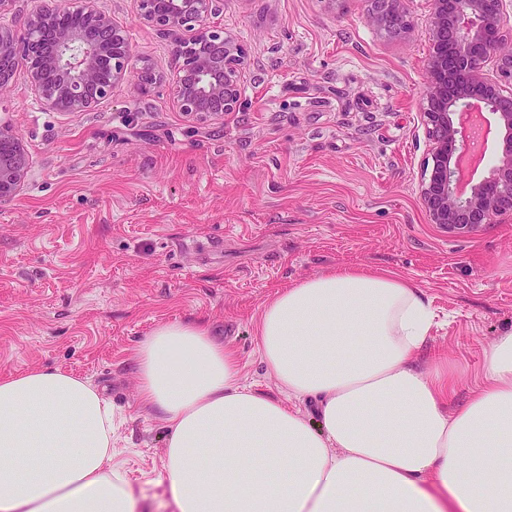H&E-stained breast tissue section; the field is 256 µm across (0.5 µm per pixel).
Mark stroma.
Segmentation results:
<instances>
[{
    "label": "stroma",
    "instance_id": "stroma-1",
    "mask_svg": "<svg viewBox=\"0 0 512 512\" xmlns=\"http://www.w3.org/2000/svg\"><path fill=\"white\" fill-rule=\"evenodd\" d=\"M96 5L132 46L108 98L45 108L22 68L0 91V124L30 160L0 200V375L58 368L103 387L141 512H173L135 345L163 322L207 324L246 383L279 397L253 334L261 305L363 267L398 272L429 301L422 357L453 361L450 405H465L484 350L512 329V223L452 237L421 205L429 0H409L392 37L368 0H219L215 25L245 51L241 107L204 123L171 106V36L139 20L137 0ZM146 64L161 76L148 96L135 82Z\"/></svg>",
    "mask_w": 512,
    "mask_h": 512
}]
</instances>
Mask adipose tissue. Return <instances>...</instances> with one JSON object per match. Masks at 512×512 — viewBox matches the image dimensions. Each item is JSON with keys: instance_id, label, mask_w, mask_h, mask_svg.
Returning <instances> with one entry per match:
<instances>
[{"instance_id": "1", "label": "adipose tissue", "mask_w": 512, "mask_h": 512, "mask_svg": "<svg viewBox=\"0 0 512 512\" xmlns=\"http://www.w3.org/2000/svg\"><path fill=\"white\" fill-rule=\"evenodd\" d=\"M434 312L389 270L336 268L267 299L261 360L314 418L241 381L200 323L137 343L138 400L166 429L176 512H512V331L452 411L456 372L419 365ZM113 413L60 369L0 376V512H135L112 452Z\"/></svg>"}]
</instances>
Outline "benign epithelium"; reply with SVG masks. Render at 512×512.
Masks as SVG:
<instances>
[{
	"label": "benign epithelium",
	"mask_w": 512,
	"mask_h": 512,
	"mask_svg": "<svg viewBox=\"0 0 512 512\" xmlns=\"http://www.w3.org/2000/svg\"><path fill=\"white\" fill-rule=\"evenodd\" d=\"M138 17L173 36L177 64L172 105L197 120L222 119L240 106L243 50L211 22L216 0H137ZM370 20L389 35L406 26L407 0H370ZM423 121L431 168L421 188L428 220L453 235L483 224L512 222V48L502 28L505 0H430ZM126 30L82 0L76 6L41 3L18 28H0V89L19 66L45 105L58 112H85L112 93L127 72ZM493 66L496 75L489 74ZM158 82L148 65L136 73L146 95ZM495 132L497 152L488 174L470 186L472 131ZM29 159L22 136L0 126V197L25 182Z\"/></svg>",
	"instance_id": "7a95c632"
}]
</instances>
